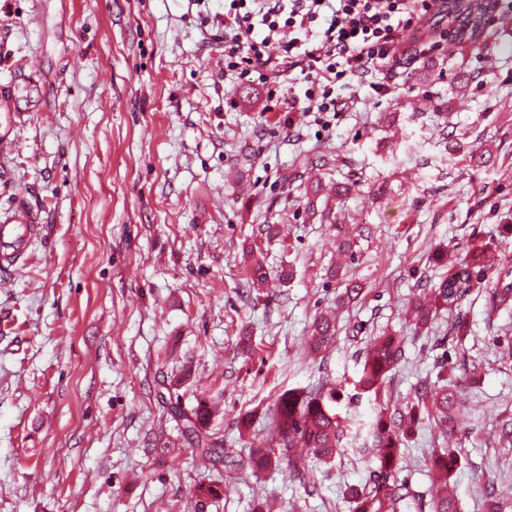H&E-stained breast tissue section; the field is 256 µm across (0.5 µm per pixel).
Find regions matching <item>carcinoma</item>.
I'll list each match as a JSON object with an SVG mask.
<instances>
[{
  "label": "carcinoma",
  "instance_id": "obj_1",
  "mask_svg": "<svg viewBox=\"0 0 512 512\" xmlns=\"http://www.w3.org/2000/svg\"><path fill=\"white\" fill-rule=\"evenodd\" d=\"M462 5L457 22L471 23L469 35L476 40L484 27L487 10L485 0H455ZM252 283L262 286L267 282L263 260L252 255L249 264ZM490 270L494 275L488 309L497 310L512 305V266L495 259L486 247L469 251L448 266V273L430 288H424L409 301L414 329L424 331L433 324L439 308L451 310L465 300L476 282L473 275ZM312 341L318 348L328 347L336 341V328L332 318L323 314L312 325ZM404 356L402 340L394 336H374L369 339L362 370L353 381L354 389L379 400L375 421L371 428L375 458L378 468L370 483L353 495V512H396L401 501L408 497L406 486L397 479L400 449L405 437L425 414L431 416L442 436L454 435L458 405L456 392L446 385L448 364H438V379L442 386L422 387L417 399L403 410L390 411L388 404L380 400L389 373ZM336 389L321 386L304 393L288 390L277 399V409L272 418L271 445L267 448H248L243 454L228 451L211 431V417L217 411L212 398L197 401L195 407L184 410L181 405L170 406V415L183 422L184 432L199 450L202 457L214 466L221 465L230 471L246 467L254 472L266 471L280 465L282 460L302 483L310 480L312 463H328L344 451L351 430L349 424L334 408ZM193 494L200 500L218 499L224 494V486L218 482H200L194 485ZM430 512H458L457 500L445 492L430 501Z\"/></svg>",
  "mask_w": 512,
  "mask_h": 512
}]
</instances>
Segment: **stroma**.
Returning a JSON list of instances; mask_svg holds the SVG:
<instances>
[{"label":"stroma","instance_id":"35a3bbf8","mask_svg":"<svg viewBox=\"0 0 512 512\" xmlns=\"http://www.w3.org/2000/svg\"><path fill=\"white\" fill-rule=\"evenodd\" d=\"M510 10L493 0L480 41L381 74L387 96L357 85L323 127L225 80L224 0H0V211L23 199L42 224L30 264L0 272V512H352L372 471L353 446L310 483L283 463L198 501L209 465L168 407L217 399L212 429L237 451L269 436L283 391L332 382L368 442L376 403L352 382L382 333L404 339L390 408L436 384L442 359L462 393L453 438L427 418L407 435L398 512H425L442 449L460 512H487L491 484L512 512V310H489L483 285L426 333L405 310L445 275L439 247L512 262ZM469 146L490 162L471 166ZM339 223L355 242L342 261ZM349 279L363 291L344 302ZM328 310L336 340L317 352Z\"/></svg>","mask_w":512,"mask_h":512}]
</instances>
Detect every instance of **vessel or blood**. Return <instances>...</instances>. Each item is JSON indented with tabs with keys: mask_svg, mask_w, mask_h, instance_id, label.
Wrapping results in <instances>:
<instances>
[{
	"mask_svg": "<svg viewBox=\"0 0 512 512\" xmlns=\"http://www.w3.org/2000/svg\"><path fill=\"white\" fill-rule=\"evenodd\" d=\"M38 215L29 205L16 203L12 210L0 216V269L17 273L30 257L32 239L40 234Z\"/></svg>",
	"mask_w": 512,
	"mask_h": 512,
	"instance_id": "b4317fda",
	"label": "vessel or blood"
}]
</instances>
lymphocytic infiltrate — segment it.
Returning a JSON list of instances; mask_svg holds the SVG:
<instances>
[{
	"instance_id": "1",
	"label": "lymphocytic infiltrate",
	"mask_w": 512,
	"mask_h": 512,
	"mask_svg": "<svg viewBox=\"0 0 512 512\" xmlns=\"http://www.w3.org/2000/svg\"><path fill=\"white\" fill-rule=\"evenodd\" d=\"M440 0H229L224 74L261 87L268 112L349 111L355 79L439 50ZM306 83L303 97L269 71Z\"/></svg>"
}]
</instances>
